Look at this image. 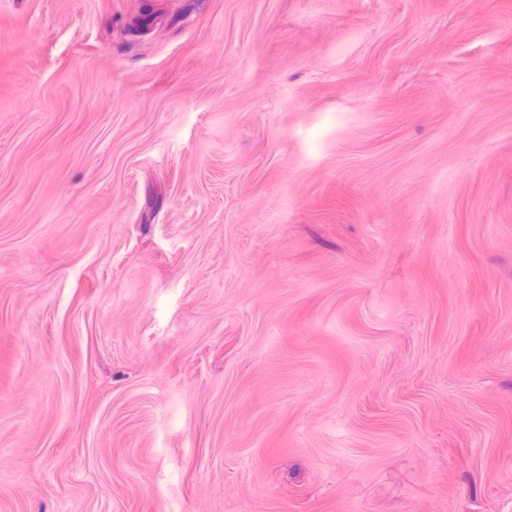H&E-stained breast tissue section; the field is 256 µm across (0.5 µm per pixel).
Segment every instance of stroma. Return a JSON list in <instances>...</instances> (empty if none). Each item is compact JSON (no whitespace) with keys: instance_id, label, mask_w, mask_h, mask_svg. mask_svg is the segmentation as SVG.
Segmentation results:
<instances>
[{"instance_id":"35a3bbf8","label":"stroma","mask_w":512,"mask_h":512,"mask_svg":"<svg viewBox=\"0 0 512 512\" xmlns=\"http://www.w3.org/2000/svg\"><path fill=\"white\" fill-rule=\"evenodd\" d=\"M0 512H512V0H0Z\"/></svg>"}]
</instances>
